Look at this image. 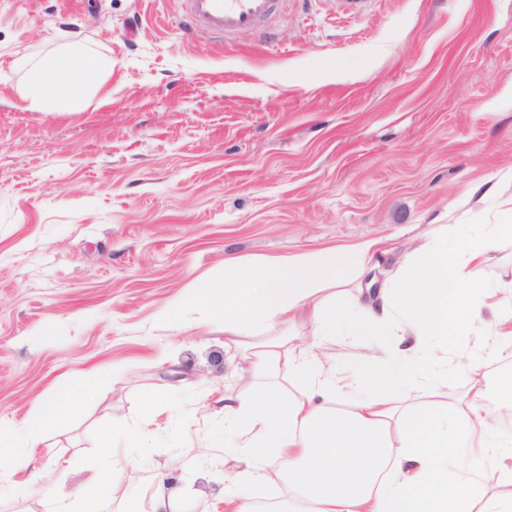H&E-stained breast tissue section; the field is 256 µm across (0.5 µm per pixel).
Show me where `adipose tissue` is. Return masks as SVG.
Here are the masks:
<instances>
[{"instance_id": "ef3b65f1", "label": "adipose tissue", "mask_w": 512, "mask_h": 512, "mask_svg": "<svg viewBox=\"0 0 512 512\" xmlns=\"http://www.w3.org/2000/svg\"><path fill=\"white\" fill-rule=\"evenodd\" d=\"M87 54L71 45L32 64L29 109L83 98L107 66L93 60L75 77L72 59ZM507 243L511 223L432 225L395 288L367 281L373 241L238 261L223 286L192 283L162 308L166 322L223 295L224 344L243 359L224 394V445L237 452L224 512H512V428L485 405L484 352L470 347L480 334L512 346V289L479 273ZM306 314L312 328L296 334ZM336 336L361 337L369 357L331 363ZM452 376L466 389L450 404ZM275 475L286 496L260 502L255 489Z\"/></svg>"}]
</instances>
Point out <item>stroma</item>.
<instances>
[{"label": "stroma", "instance_id": "obj_1", "mask_svg": "<svg viewBox=\"0 0 512 512\" xmlns=\"http://www.w3.org/2000/svg\"><path fill=\"white\" fill-rule=\"evenodd\" d=\"M272 42L186 23L177 0H0V425L93 367L115 375L30 467L98 479L92 433L138 392L196 391L188 442L146 476L224 512V315L155 314L230 259L381 241L395 281L434 224L512 212V0H292ZM79 42L111 69L85 101L28 110L24 60Z\"/></svg>", "mask_w": 512, "mask_h": 512}]
</instances>
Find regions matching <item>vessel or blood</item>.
<instances>
[{
  "mask_svg": "<svg viewBox=\"0 0 512 512\" xmlns=\"http://www.w3.org/2000/svg\"><path fill=\"white\" fill-rule=\"evenodd\" d=\"M288 0H182L186 17L217 34L249 31L265 33V23L275 6Z\"/></svg>",
  "mask_w": 512,
  "mask_h": 512,
  "instance_id": "b4317fda",
  "label": "vessel or blood"
}]
</instances>
